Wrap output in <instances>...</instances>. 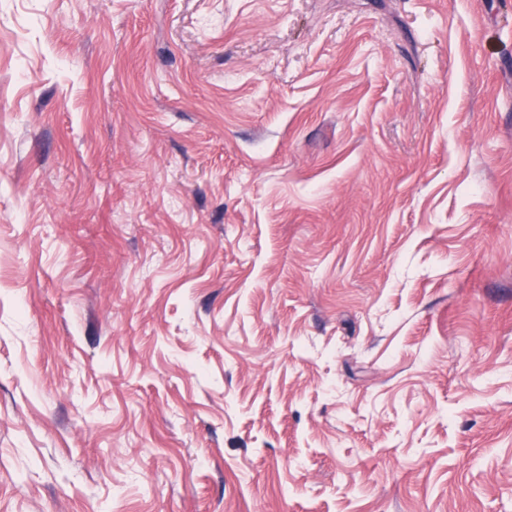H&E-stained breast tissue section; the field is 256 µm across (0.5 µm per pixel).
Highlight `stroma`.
Segmentation results:
<instances>
[{
  "instance_id": "obj_1",
  "label": "stroma",
  "mask_w": 512,
  "mask_h": 512,
  "mask_svg": "<svg viewBox=\"0 0 512 512\" xmlns=\"http://www.w3.org/2000/svg\"><path fill=\"white\" fill-rule=\"evenodd\" d=\"M0 512H512V0H0Z\"/></svg>"
}]
</instances>
